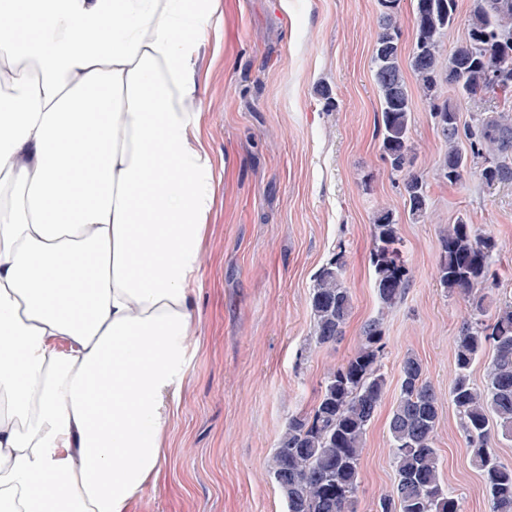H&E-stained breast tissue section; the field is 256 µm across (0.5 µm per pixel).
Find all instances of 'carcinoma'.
<instances>
[{
    "instance_id": "1",
    "label": "carcinoma",
    "mask_w": 512,
    "mask_h": 512,
    "mask_svg": "<svg viewBox=\"0 0 512 512\" xmlns=\"http://www.w3.org/2000/svg\"><path fill=\"white\" fill-rule=\"evenodd\" d=\"M457 0H413L415 43L410 68L430 101L431 118L444 144L438 177L460 182L468 157L481 158L483 182H512V115L490 111L471 126L460 122V105L475 96L512 99V0H471L467 39L446 49L444 38L457 20ZM373 78L380 102L382 155L390 170L403 176L405 204L412 218L428 216L427 187L414 171L411 153V94L400 54L397 7L381 14ZM445 82L456 103L436 95ZM469 143L470 154L461 149ZM370 264L373 288L382 308L396 306L411 282L401 258L398 222L393 211L376 213ZM436 277L442 288L467 294L470 315L457 336L449 401L454 407L471 461L483 477L491 512H512V467L491 448V431L512 440V303L489 312L488 281L493 255L503 246L480 234L464 219L448 225L440 240ZM344 253L339 250L318 269L310 292L315 344L335 343L351 313ZM486 384L477 389L473 365L486 348ZM384 350L381 319L363 327L360 346L347 362L330 370L311 412L288 420L272 457L269 474L288 512H352L358 491L360 457L366 432L386 389L381 371ZM441 402L424 377L419 360L400 364L399 396L388 421L390 449L398 480L379 501V512H460L458 498L440 476L434 446Z\"/></svg>"
}]
</instances>
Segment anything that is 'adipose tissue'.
I'll return each instance as SVG.
<instances>
[{
    "mask_svg": "<svg viewBox=\"0 0 512 512\" xmlns=\"http://www.w3.org/2000/svg\"><path fill=\"white\" fill-rule=\"evenodd\" d=\"M216 0H0V512H128L165 464L215 171Z\"/></svg>",
    "mask_w": 512,
    "mask_h": 512,
    "instance_id": "1",
    "label": "adipose tissue"
}]
</instances>
